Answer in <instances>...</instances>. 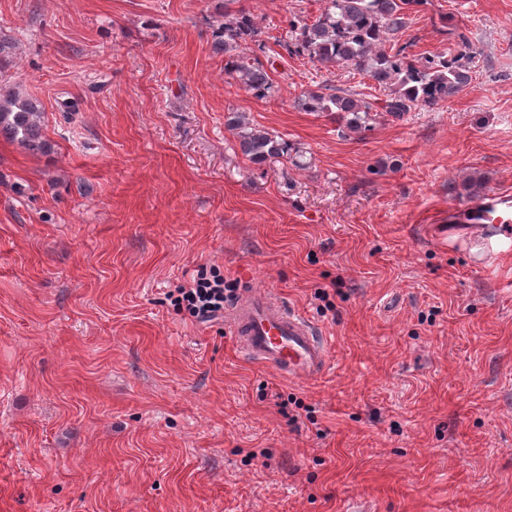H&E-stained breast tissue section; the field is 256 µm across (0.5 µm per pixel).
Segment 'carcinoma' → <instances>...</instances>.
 <instances>
[{"instance_id":"obj_1","label":"carcinoma","mask_w":512,"mask_h":512,"mask_svg":"<svg viewBox=\"0 0 512 512\" xmlns=\"http://www.w3.org/2000/svg\"><path fill=\"white\" fill-rule=\"evenodd\" d=\"M426 0H325L317 19L289 22L290 53L305 54L327 68L350 67L385 92L383 102L360 89L326 83L297 99L306 112H330L350 132L368 131L383 111L400 119L409 112L433 109L464 90L473 81L470 63L458 58H417L396 35L406 25V11ZM259 36L253 19L224 12L215 37L219 51L228 55L226 68L245 89L262 97L271 87L264 65L241 51V42ZM42 101L17 87L0 85V135L32 153L51 151L44 134ZM224 126L236 136L250 161L301 156L299 148L278 135L252 125L246 114L229 112Z\"/></svg>"}]
</instances>
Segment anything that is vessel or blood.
Wrapping results in <instances>:
<instances>
[{
    "instance_id": "b4317fda",
    "label": "vessel or blood",
    "mask_w": 512,
    "mask_h": 512,
    "mask_svg": "<svg viewBox=\"0 0 512 512\" xmlns=\"http://www.w3.org/2000/svg\"><path fill=\"white\" fill-rule=\"evenodd\" d=\"M491 231L494 248L512 249V192L500 190L448 208V233ZM239 352L247 360L292 380L311 379L326 367L328 340L306 314L271 290L245 288L226 313Z\"/></svg>"
}]
</instances>
